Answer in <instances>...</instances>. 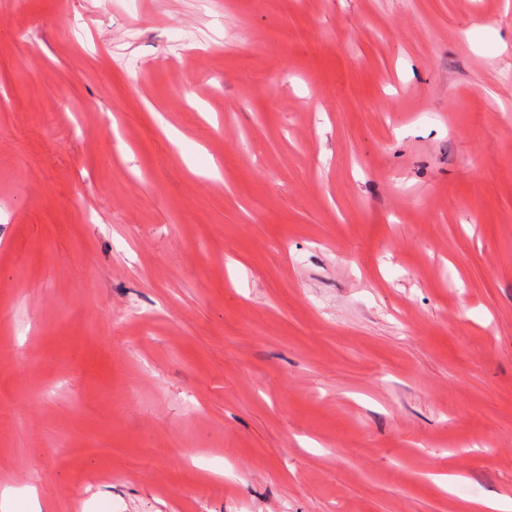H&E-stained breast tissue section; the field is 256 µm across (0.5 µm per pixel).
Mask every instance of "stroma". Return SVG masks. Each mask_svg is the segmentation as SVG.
<instances>
[{
	"label": "stroma",
	"instance_id": "stroma-1",
	"mask_svg": "<svg viewBox=\"0 0 512 512\" xmlns=\"http://www.w3.org/2000/svg\"><path fill=\"white\" fill-rule=\"evenodd\" d=\"M5 485L512 497V0H0Z\"/></svg>",
	"mask_w": 512,
	"mask_h": 512
}]
</instances>
